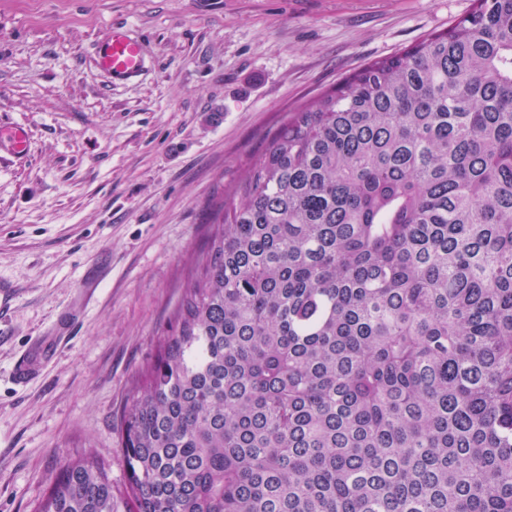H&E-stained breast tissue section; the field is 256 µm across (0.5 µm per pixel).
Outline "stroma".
<instances>
[{
	"label": "stroma",
	"instance_id": "stroma-1",
	"mask_svg": "<svg viewBox=\"0 0 512 512\" xmlns=\"http://www.w3.org/2000/svg\"><path fill=\"white\" fill-rule=\"evenodd\" d=\"M474 3L0 0V125L29 134L0 154V512H34L90 451L124 495L117 416L225 191L287 113ZM116 26L146 58L124 83L96 65Z\"/></svg>",
	"mask_w": 512,
	"mask_h": 512
}]
</instances>
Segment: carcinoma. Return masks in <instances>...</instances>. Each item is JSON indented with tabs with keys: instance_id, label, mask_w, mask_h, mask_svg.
<instances>
[{
	"instance_id": "carcinoma-1",
	"label": "carcinoma",
	"mask_w": 512,
	"mask_h": 512,
	"mask_svg": "<svg viewBox=\"0 0 512 512\" xmlns=\"http://www.w3.org/2000/svg\"><path fill=\"white\" fill-rule=\"evenodd\" d=\"M173 317L125 512H512V0L287 114ZM35 512H120L110 465Z\"/></svg>"
}]
</instances>
